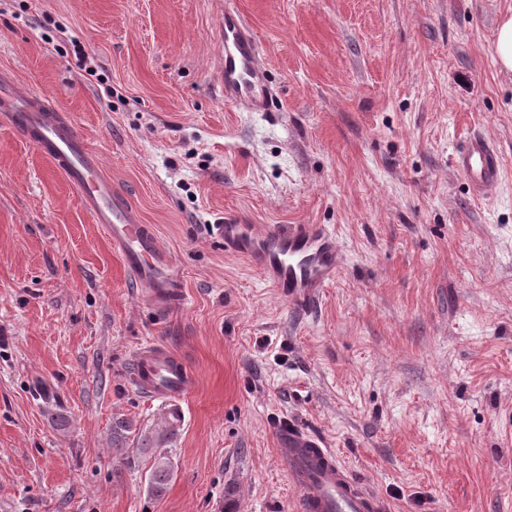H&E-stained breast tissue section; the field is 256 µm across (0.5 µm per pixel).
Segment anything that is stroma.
<instances>
[{
  "instance_id": "35a3bbf8",
  "label": "stroma",
  "mask_w": 512,
  "mask_h": 512,
  "mask_svg": "<svg viewBox=\"0 0 512 512\" xmlns=\"http://www.w3.org/2000/svg\"><path fill=\"white\" fill-rule=\"evenodd\" d=\"M272 96L226 104L225 8ZM512 0H0V75L50 97L178 265L156 313L62 172L0 121V512H296L275 429L391 512H512ZM503 175L473 197L474 134ZM320 224L341 268L296 309L212 225ZM196 389L138 391L131 356ZM131 422L125 449L112 425ZM176 421L148 492L145 433ZM495 54L501 68L512 71V16L502 19L497 27ZM454 167L470 182L474 193L484 197L499 183L501 171L499 155L482 135H473L457 150ZM131 375L144 394L179 400L191 394L196 379L189 367L166 347L148 343L134 354ZM154 461L150 469L148 480V489L154 498H160L165 495L168 486L173 477V463L164 454L159 456L154 454Z\"/></svg>"
}]
</instances>
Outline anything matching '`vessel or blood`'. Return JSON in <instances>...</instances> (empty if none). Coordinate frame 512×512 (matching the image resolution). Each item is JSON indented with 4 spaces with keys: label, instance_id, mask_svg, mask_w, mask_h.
<instances>
[{
    "label": "vessel or blood",
    "instance_id": "1",
    "mask_svg": "<svg viewBox=\"0 0 512 512\" xmlns=\"http://www.w3.org/2000/svg\"><path fill=\"white\" fill-rule=\"evenodd\" d=\"M224 64L218 77L227 103L254 112L266 111L268 87L257 59L254 31L241 14L225 10L220 27ZM0 120L44 152L77 189L84 209L105 227L112 247L127 272L159 313L183 302L181 279L168 251L153 229L143 224L127 199L113 188L99 157L88 147L66 115L46 96L0 88ZM457 171L483 197L498 184L499 155L485 137L472 136L454 154ZM227 252L244 256L289 304L314 305L336 277L342 262L335 236L319 224H298L255 233L238 217L216 225ZM131 375L144 394L179 400L191 394L196 379L189 367L166 347L149 343L134 354ZM277 455L299 492L297 512H386L385 503L364 492L326 443L304 429H277Z\"/></svg>",
    "mask_w": 512,
    "mask_h": 512
}]
</instances>
